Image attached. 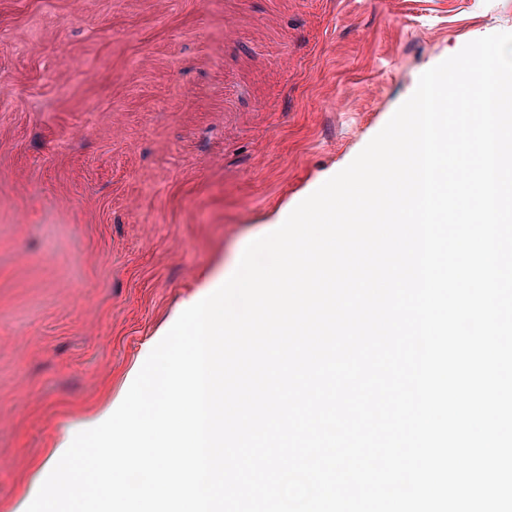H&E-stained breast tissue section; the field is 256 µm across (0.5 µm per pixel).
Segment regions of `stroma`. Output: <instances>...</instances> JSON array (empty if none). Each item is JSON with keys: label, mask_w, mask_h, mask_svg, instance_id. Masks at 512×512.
Wrapping results in <instances>:
<instances>
[{"label": "stroma", "mask_w": 512, "mask_h": 512, "mask_svg": "<svg viewBox=\"0 0 512 512\" xmlns=\"http://www.w3.org/2000/svg\"><path fill=\"white\" fill-rule=\"evenodd\" d=\"M512 0H0V501Z\"/></svg>", "instance_id": "obj_1"}]
</instances>
